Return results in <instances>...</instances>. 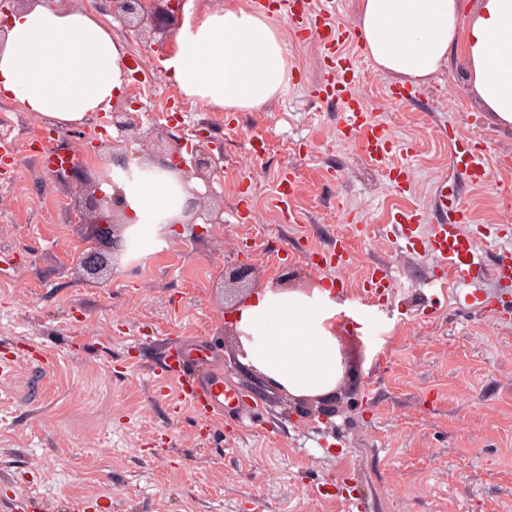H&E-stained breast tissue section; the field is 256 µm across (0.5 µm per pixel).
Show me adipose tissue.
Listing matches in <instances>:
<instances>
[{
	"label": "adipose tissue",
	"mask_w": 512,
	"mask_h": 512,
	"mask_svg": "<svg viewBox=\"0 0 512 512\" xmlns=\"http://www.w3.org/2000/svg\"><path fill=\"white\" fill-rule=\"evenodd\" d=\"M360 48L378 72L422 82L460 48L472 93L512 125V0H360ZM0 46V98L60 126H79L115 100L126 52L84 10L65 0H27ZM165 68L178 88L215 112L257 110L288 81V48L266 15L243 7L186 14ZM129 234L146 248L160 224L181 216L189 187L170 173L114 178ZM332 290L265 285L231 316L241 360L295 398L332 394L343 371Z\"/></svg>",
	"instance_id": "obj_1"
}]
</instances>
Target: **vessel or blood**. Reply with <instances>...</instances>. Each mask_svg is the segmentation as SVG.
<instances>
[{
    "label": "vessel or blood",
    "instance_id": "1",
    "mask_svg": "<svg viewBox=\"0 0 512 512\" xmlns=\"http://www.w3.org/2000/svg\"><path fill=\"white\" fill-rule=\"evenodd\" d=\"M277 10L288 17L295 32L308 31L321 37L323 43L341 45L356 42V32L348 27L331 23L325 14L309 13L300 8L298 0H278ZM332 75L329 84L344 103L347 137L358 143L372 164L389 166L392 182L399 192H406L411 182V170L403 163L392 164L393 156L411 155L412 147L397 143L389 127L377 120L355 93L358 74L352 57L336 53L328 66ZM487 149L475 145L464 153L455 154L452 168L479 184H489L491 170L512 171V157L499 154L494 167H487ZM438 217L433 228L428 255L435 269L449 274L462 288L468 289L471 299L480 305H490L486 293L478 285L484 277L482 260L477 251L475 233L469 228L465 212L448 200L447 189H440L437 205ZM213 359L210 349L178 347L166 354L162 369L178 381L183 400L200 416L229 418L239 426L256 423L259 419L256 405L240 397L224 382L221 374L211 372Z\"/></svg>",
    "mask_w": 512,
    "mask_h": 512
}]
</instances>
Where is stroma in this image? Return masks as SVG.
<instances>
[{"mask_svg": "<svg viewBox=\"0 0 512 512\" xmlns=\"http://www.w3.org/2000/svg\"><path fill=\"white\" fill-rule=\"evenodd\" d=\"M93 15L126 48L131 88H140L124 93L133 112L169 137L206 136L224 224L170 228L106 283L87 278L75 259L92 229L73 209L85 202L80 184L111 164L105 142L116 132L98 118L66 128L53 146L76 161L50 172L27 149L44 123L0 99V131L17 151L0 179V512L21 495L38 498L42 512L81 500L86 512H512V290L487 278L497 310L462 304L422 249L394 243L395 225L414 209L426 215L417 235L428 243L446 179L473 223L507 215L501 194L512 174L480 186L450 169L474 140L512 154V126L479 105L460 52L401 103L389 96L396 78L359 45L343 47L369 109L414 145V181L402 194L344 138L341 105L320 91L325 50L286 17H270L288 44L280 95L255 111L214 112L166 75L182 16L137 37L104 7ZM286 171L299 224L270 203ZM243 209L249 222L235 219ZM341 238L351 249L337 292L347 306L344 371L327 415L240 362L218 277L246 259L262 285L286 273L326 283L333 271L311 254ZM376 267L393 290L376 300L372 326L358 316ZM198 338L216 350L225 382L258 403L259 424L235 432L205 421L163 381L164 348Z\"/></svg>", "mask_w": 512, "mask_h": 512, "instance_id": "obj_1", "label": "stroma"}]
</instances>
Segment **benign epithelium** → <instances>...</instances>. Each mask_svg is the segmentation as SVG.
Instances as JSON below:
<instances>
[{
    "label": "benign epithelium",
    "instance_id": "1",
    "mask_svg": "<svg viewBox=\"0 0 512 512\" xmlns=\"http://www.w3.org/2000/svg\"><path fill=\"white\" fill-rule=\"evenodd\" d=\"M159 4L160 0H110L109 10L114 17L137 32L148 20L156 18ZM111 122L119 133V138L112 140V146L116 147L119 142L129 139L143 146L144 159L134 167L125 156H112V163L123 175L130 176L136 173V169L151 164L176 173L184 183L193 178L209 183L212 159L204 146L197 144L192 147L191 159L187 161L182 155L184 144L163 139L162 130L158 126L143 127V123L134 113L126 109H116L112 112ZM123 212L124 203L120 196L114 194L108 198L101 193L92 192L89 208L78 214L80 222L94 225L95 233L100 239L99 245L82 252L77 259L78 266L94 279L107 275L112 270L114 261L128 249L124 236L126 224ZM223 212L224 207L212 206L207 195L194 191L184 208L183 218L177 220V223L194 224L201 219L205 224H222ZM250 276V268L246 265L233 273L237 287L224 289V300L231 299L237 304L247 296L252 287Z\"/></svg>",
    "mask_w": 512,
    "mask_h": 512
}]
</instances>
